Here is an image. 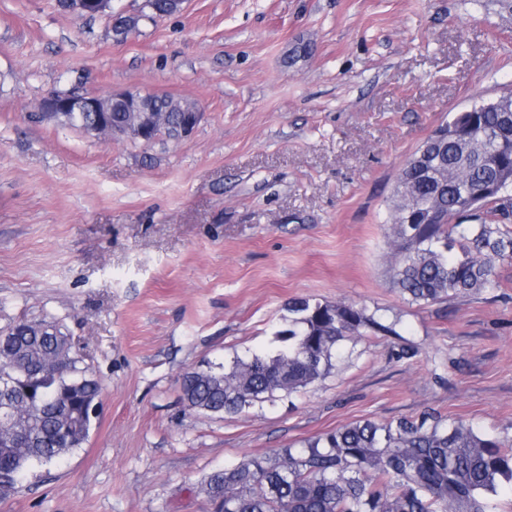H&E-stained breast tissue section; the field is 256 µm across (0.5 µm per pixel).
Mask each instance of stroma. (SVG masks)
Masks as SVG:
<instances>
[{"label": "stroma", "mask_w": 512, "mask_h": 512, "mask_svg": "<svg viewBox=\"0 0 512 512\" xmlns=\"http://www.w3.org/2000/svg\"><path fill=\"white\" fill-rule=\"evenodd\" d=\"M58 0H0V330L51 320L102 383L87 441L0 512H210L246 455L433 410L512 438V264L416 304L393 282L399 175L455 113L512 94V0H187L118 38ZM168 94L192 133L97 141L39 117L54 92ZM395 333L340 346L305 392L236 415L179 378L268 348L290 301Z\"/></svg>", "instance_id": "35a3bbf8"}]
</instances>
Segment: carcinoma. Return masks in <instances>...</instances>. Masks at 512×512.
<instances>
[{
    "label": "carcinoma",
    "instance_id": "obj_1",
    "mask_svg": "<svg viewBox=\"0 0 512 512\" xmlns=\"http://www.w3.org/2000/svg\"><path fill=\"white\" fill-rule=\"evenodd\" d=\"M500 112L452 116L422 149L438 158L427 175L415 164L398 178L390 212L394 283L415 303L445 302L498 287L495 268L512 263V126L497 139ZM411 210L436 212L408 224ZM274 331L276 346L235 357L219 369L188 370L180 398L213 415L239 414L289 398L323 379L341 343L361 330L394 332L349 304L299 299ZM47 321L22 320L0 341V383L12 397L17 426L0 429V500L33 464L51 463L80 447L98 379L78 367L69 336ZM512 486V439L479 435L432 413L395 422H353L300 448L249 455L211 473L206 498L224 493L221 512H498L499 491Z\"/></svg>",
    "mask_w": 512,
    "mask_h": 512
}]
</instances>
